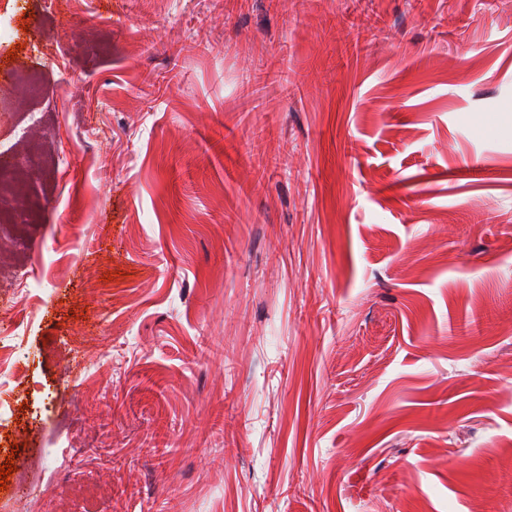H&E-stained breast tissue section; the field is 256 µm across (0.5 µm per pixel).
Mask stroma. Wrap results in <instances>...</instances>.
<instances>
[{
  "instance_id": "35a3bbf8",
  "label": "stroma",
  "mask_w": 512,
  "mask_h": 512,
  "mask_svg": "<svg viewBox=\"0 0 512 512\" xmlns=\"http://www.w3.org/2000/svg\"><path fill=\"white\" fill-rule=\"evenodd\" d=\"M34 145L0 512H512V0H0Z\"/></svg>"
}]
</instances>
